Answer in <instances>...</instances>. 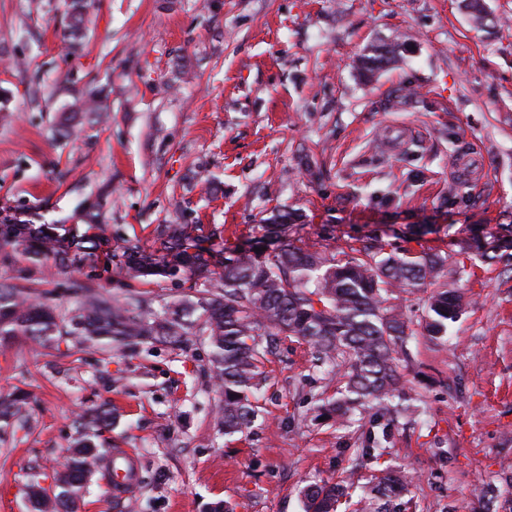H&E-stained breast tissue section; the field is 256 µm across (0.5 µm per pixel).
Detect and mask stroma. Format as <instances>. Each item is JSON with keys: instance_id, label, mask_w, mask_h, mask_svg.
I'll return each instance as SVG.
<instances>
[{"instance_id": "35a3bbf8", "label": "stroma", "mask_w": 512, "mask_h": 512, "mask_svg": "<svg viewBox=\"0 0 512 512\" xmlns=\"http://www.w3.org/2000/svg\"><path fill=\"white\" fill-rule=\"evenodd\" d=\"M91 0L83 40L67 38L65 0H0V219L81 227L111 251L68 268L0 245V284L70 309L83 289L176 303L124 265L152 253L161 224H195L219 251L263 240L272 211L300 219L294 243L345 256H447L466 307L447 341L418 336L401 363L425 403L392 429L380 463L415 478L409 512H477L497 488L512 512V248L482 258L474 236L512 235V0ZM395 45L362 74L357 59ZM251 434L216 424L205 337L121 352L62 336L0 344V512H31L25 488H55L81 418L102 415L78 512H303L302 487L355 489L377 464L356 450L384 421L340 425L318 407L339 378L304 341L277 337ZM138 480L112 494L113 449ZM395 50V46L392 45L372 46L367 54L357 60V65L364 73H371L387 64L394 56Z\"/></svg>"}]
</instances>
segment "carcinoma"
Instances as JSON below:
<instances>
[{
	"label": "carcinoma",
	"mask_w": 512,
	"mask_h": 512,
	"mask_svg": "<svg viewBox=\"0 0 512 512\" xmlns=\"http://www.w3.org/2000/svg\"><path fill=\"white\" fill-rule=\"evenodd\" d=\"M70 38L81 36L83 0H71ZM392 45L373 46L357 60L368 74L387 64ZM288 211L266 219L268 234L292 220ZM188 224L157 229L158 254L135 251L128 268L142 277L159 279L186 274L189 288L210 287L206 295H191L178 304L155 310L148 298L122 301L89 294L62 314L45 303L26 299L15 288L0 286V342L24 336L34 342L55 336H76L89 345L104 344L118 351L143 345L179 343L201 334L211 347V362L222 399L217 424L224 434L250 432L260 413L257 391L266 379L264 362L274 337L290 336L311 343L322 366L342 373L344 387L336 399L320 406L321 415L351 422L371 410L387 418L382 437L397 417L410 416L401 356L414 335L432 340L448 335L462 314L454 291L448 258L425 251L385 252L368 242L359 256L344 259L305 245L281 241L271 251L241 249L223 255L204 248ZM0 242L24 247L27 253L53 259L60 267L81 249L74 236L35 231L12 225ZM432 292L418 321L391 302L394 292ZM86 437L69 458L68 488L54 494V505L37 491L31 496L35 512H76L77 493L86 480L88 455H96ZM414 478L402 470L383 469L369 492L358 500L360 512H407L412 505ZM305 512H338L352 499V486L343 480L310 484L301 490Z\"/></svg>",
	"instance_id": "obj_1"
}]
</instances>
